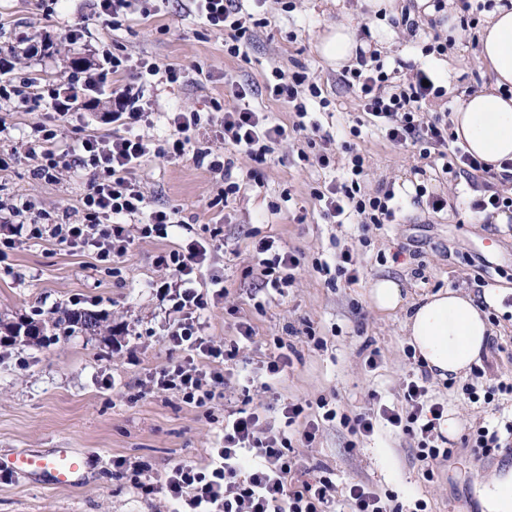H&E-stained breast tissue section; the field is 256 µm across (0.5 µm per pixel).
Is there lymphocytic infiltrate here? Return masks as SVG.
Segmentation results:
<instances>
[{
  "label": "lymphocytic infiltrate",
  "instance_id": "lymphocytic-infiltrate-1",
  "mask_svg": "<svg viewBox=\"0 0 512 512\" xmlns=\"http://www.w3.org/2000/svg\"><path fill=\"white\" fill-rule=\"evenodd\" d=\"M190 11L210 28L224 34V51L237 57L250 41L251 33L241 22L240 0H189ZM163 76L176 83L181 71L176 67H160L148 60H132L123 53L106 52L97 72L86 75L82 85L67 83L65 87L43 96L37 84H28L20 94L18 108L29 103L44 102L47 109L60 116L77 111L80 92H94L107 78H116L112 88V119L122 126L111 138H83L76 147L60 148L54 130L38 126L35 139L28 143V155L38 163L37 173L52 179L71 166L89 170L92 175L82 198L81 219L58 222L46 209H35L29 202L22 205L0 204V262L5 261L19 245L30 241H48L74 252L94 255L102 264L124 255L130 245V230L138 228L142 237L167 235L175 226V211L150 209L145 193L134 180L133 173L149 157L177 159L190 144L191 131L201 122L199 112L182 109L170 116L171 133L164 143L139 134L146 125L152 104L145 97L148 78ZM275 81L267 90L275 100L292 104L296 130L319 135L318 125H307L304 96L320 97L317 83L303 72H275ZM430 70L411 69L406 81L394 83L391 71L378 54H371L360 68L347 71L342 81L352 89L364 114L374 126L384 130L386 138L398 145L418 149L420 156L448 146L452 136L448 125L439 117H428L423 107L445 94L443 87L432 81ZM253 90L239 86L238 106L224 111V141L242 151L250 160L261 163L275 143L286 136L283 125L269 121L247 102ZM449 147V146H448ZM363 153L350 151L348 176L332 181L312 192L324 218L343 221L357 218L362 226L392 223L400 209L390 189L375 194L363 193L365 175ZM263 255L261 275L265 285L274 291L292 282V270L300 265L293 252L279 249L273 241H260ZM207 246L196 243L187 250L159 254L156 261L168 273L156 294L170 303L172 321L164 342L177 357L154 375L151 386L157 391L177 394L186 404L202 407L213 401L224 384L219 372H207L206 364L235 365L243 344L252 342L255 330L249 321L236 324L235 339L218 343L205 333L202 313L210 301L224 297L221 276L211 278V294L199 291V274L207 258ZM428 372L410 374L404 391V406L380 405L375 414H360L350 420L351 433L371 436L383 425L402 431L418 441L417 459L424 477H432L431 464L448 457L449 449L440 447L434 430L445 407L429 394ZM281 414L285 429L268 434L261 426L258 410L238 409L224 416V444L209 451V462L199 466L179 463L166 473L161 483L144 478L142 469H133L134 485L143 495L163 493L171 512H333L334 484L324 476L298 479V462L287 434L298 421H305V441H314L323 422L336 418V411L325 408L320 417L307 418L306 406L299 401L283 404Z\"/></svg>",
  "mask_w": 512,
  "mask_h": 512
}]
</instances>
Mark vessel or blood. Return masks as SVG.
<instances>
[{"label": "vessel or blood", "mask_w": 512, "mask_h": 512, "mask_svg": "<svg viewBox=\"0 0 512 512\" xmlns=\"http://www.w3.org/2000/svg\"><path fill=\"white\" fill-rule=\"evenodd\" d=\"M87 463L85 454L71 448H56L46 454L25 451L0 456V468L38 478L54 488L79 486Z\"/></svg>", "instance_id": "obj_1"}]
</instances>
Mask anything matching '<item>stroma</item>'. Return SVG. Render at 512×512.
Segmentation results:
<instances>
[{"mask_svg":"<svg viewBox=\"0 0 512 512\" xmlns=\"http://www.w3.org/2000/svg\"><path fill=\"white\" fill-rule=\"evenodd\" d=\"M296 4L286 13L276 0H267L261 9L245 0L242 21L253 27V38L243 54L230 57L224 53L223 32L190 15L185 0H158L155 15L127 16L118 30L97 18L93 0H49L45 5L0 0V59L11 62V79L25 74L38 78L41 90H53L67 79L73 61L98 62L100 49L117 45L133 57L186 72L178 83L147 90L158 112L154 138L167 137L164 114L170 109H194L201 115L184 157L151 158L135 172L150 207L177 209L183 228L170 229L165 239H135L109 268L92 256L33 241L0 263V455L72 448L89 456L85 483L68 489L0 469V512H167L162 496L142 498L129 478L117 475L114 461L143 465L153 480H161L176 463L206 460L209 449L222 441L225 412L258 409L264 428L277 432L283 428L282 403L296 399L313 407L327 401L338 414L337 420L321 425L313 442L292 440L304 467L332 479L336 512H349L347 488L360 481L395 505L407 507L421 498L428 512H487L486 477L512 475V455L498 452L479 460L461 442L471 428L512 418V397L501 396L498 407H487L470 403L462 389L466 383L485 387L512 380V223L483 222L469 209L470 191L486 189L492 176L446 175L439 154L423 159L395 147L368 122L339 71L316 49L330 27L379 28L364 0ZM259 18L264 26L254 27ZM78 23L87 26L89 37L74 43L66 31ZM444 23L441 16L422 21L414 38L395 29L373 39L372 46L383 59L431 66L434 58L423 56L420 46L444 35ZM28 37L49 41L50 55L26 57ZM479 49L473 38L460 35L448 50L458 72L448 87L453 104L492 81ZM276 68L307 71L322 100H329L326 108L322 100H308L306 121L333 135L335 168L313 163L306 132L293 128L292 109L266 94ZM238 83L255 87L251 107L288 130L261 165L224 143V115L212 108L216 100L233 105ZM97 98L93 109L62 118L0 104V124L6 127L0 133V201L28 200L39 208L77 213L86 171L53 181L40 178L25 144L43 122L56 130L63 146L89 136L111 137L118 129L112 121L111 85L100 87ZM355 126L361 130L356 139L350 135ZM350 139L367 158L366 190L390 185L400 199L402 210L394 223L365 231L354 222H327L316 206L313 188L340 179L347 162L341 144ZM207 148L233 158V174L241 186L221 207L209 202L223 193L224 178L197 158ZM419 184L428 194L447 199V206L435 212L427 202H415L413 188ZM267 238L301 259L281 296L261 285L255 246ZM193 241L210 247L201 288H209L212 274L224 278L223 300L203 315L207 335L217 342L232 339L240 317L256 330L253 343L241 349L237 368L226 377L223 396L207 408L146 388L150 376L171 359L163 341L168 305L153 288L164 276L155 258ZM346 250L360 256L358 279L329 283L319 265L335 266ZM377 278L398 281L411 301L460 287L478 295L496 288L504 298L488 311L494 336L480 364L481 376L469 375L451 385L430 381L433 398L459 422L457 434L449 438L452 453L434 464L430 480L422 474L412 437L384 426L361 437L342 423L343 417L370 412L377 397L402 406L404 382L413 369L405 354L403 312H380L369 300V285ZM77 305L102 317L97 333L80 332L44 346L9 336V327L33 310H41L49 325ZM5 337L11 340L6 347L1 344ZM277 337L292 345V363L265 390L260 386L264 364ZM372 355L378 361L373 369L366 364Z\"/></svg>","mask_w":512,"mask_h":512,"instance_id":"obj_1","label":"stroma"}]
</instances>
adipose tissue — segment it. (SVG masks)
Listing matches in <instances>:
<instances>
[{
  "mask_svg": "<svg viewBox=\"0 0 512 512\" xmlns=\"http://www.w3.org/2000/svg\"><path fill=\"white\" fill-rule=\"evenodd\" d=\"M361 45L355 31L337 25L318 44L322 58L332 67L355 65ZM480 60L493 77L491 86L469 94L452 114L455 137L468 152L502 172L503 162L512 160V8L495 6L486 14L480 38ZM498 302L496 289L483 298L449 288L422 297L403 329L427 369L440 379L467 374L481 362L490 324L485 305Z\"/></svg>",
  "mask_w": 512,
  "mask_h": 512,
  "instance_id": "ef3b65f1",
  "label": "adipose tissue"
}]
</instances>
